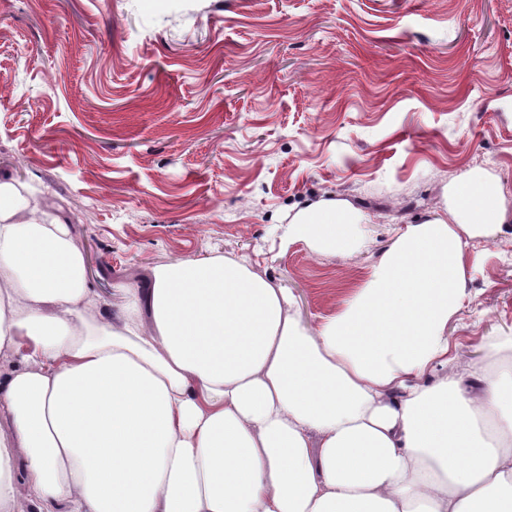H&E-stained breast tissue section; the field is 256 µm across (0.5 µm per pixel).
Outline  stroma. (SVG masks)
Segmentation results:
<instances>
[{"mask_svg": "<svg viewBox=\"0 0 512 512\" xmlns=\"http://www.w3.org/2000/svg\"><path fill=\"white\" fill-rule=\"evenodd\" d=\"M474 168L512 212V0H0V175L62 212L103 309L250 254L316 327ZM342 199L362 246L284 241ZM460 364L512 346V237H473Z\"/></svg>", "mask_w": 512, "mask_h": 512, "instance_id": "stroma-1", "label": "stroma"}]
</instances>
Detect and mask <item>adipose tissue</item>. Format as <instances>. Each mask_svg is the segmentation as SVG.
Wrapping results in <instances>:
<instances>
[{
    "label": "adipose tissue",
    "mask_w": 512,
    "mask_h": 512,
    "mask_svg": "<svg viewBox=\"0 0 512 512\" xmlns=\"http://www.w3.org/2000/svg\"><path fill=\"white\" fill-rule=\"evenodd\" d=\"M303 324L247 257L156 265L110 317L66 219L0 178V512H512V364L455 368L479 172ZM342 199L289 240L357 246Z\"/></svg>",
    "instance_id": "obj_1"
}]
</instances>
